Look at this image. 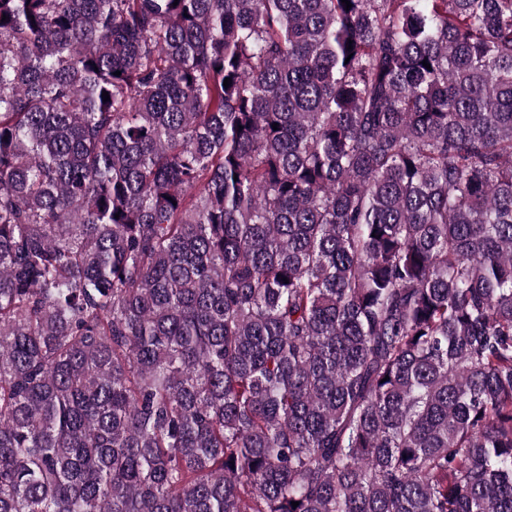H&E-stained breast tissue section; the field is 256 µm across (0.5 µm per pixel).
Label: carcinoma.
<instances>
[{
	"instance_id": "cac0c4a2",
	"label": "carcinoma",
	"mask_w": 512,
	"mask_h": 512,
	"mask_svg": "<svg viewBox=\"0 0 512 512\" xmlns=\"http://www.w3.org/2000/svg\"><path fill=\"white\" fill-rule=\"evenodd\" d=\"M350 3L0 0V512H512V0Z\"/></svg>"
}]
</instances>
